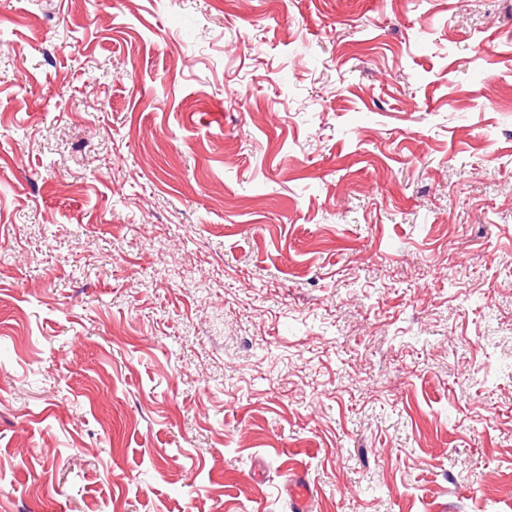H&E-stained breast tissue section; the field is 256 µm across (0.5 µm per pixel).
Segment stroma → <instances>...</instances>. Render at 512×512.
<instances>
[{
  "instance_id": "obj_1",
  "label": "stroma",
  "mask_w": 512,
  "mask_h": 512,
  "mask_svg": "<svg viewBox=\"0 0 512 512\" xmlns=\"http://www.w3.org/2000/svg\"><path fill=\"white\" fill-rule=\"evenodd\" d=\"M512 512V0H0V512Z\"/></svg>"
}]
</instances>
